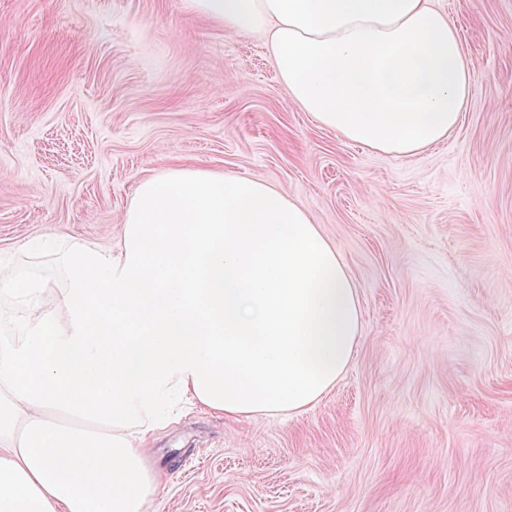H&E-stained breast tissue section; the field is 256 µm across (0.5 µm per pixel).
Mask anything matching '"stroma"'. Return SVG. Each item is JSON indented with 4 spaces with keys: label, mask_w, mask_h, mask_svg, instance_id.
Listing matches in <instances>:
<instances>
[{
    "label": "stroma",
    "mask_w": 512,
    "mask_h": 512,
    "mask_svg": "<svg viewBox=\"0 0 512 512\" xmlns=\"http://www.w3.org/2000/svg\"><path fill=\"white\" fill-rule=\"evenodd\" d=\"M466 52L448 137L386 155L291 101L264 32L184 0H0V265L115 248L139 182L265 181L359 297L347 371L286 419L197 407L153 438L150 512H512V0H430Z\"/></svg>",
    "instance_id": "1"
}]
</instances>
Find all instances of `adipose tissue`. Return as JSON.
<instances>
[{
  "mask_svg": "<svg viewBox=\"0 0 512 512\" xmlns=\"http://www.w3.org/2000/svg\"><path fill=\"white\" fill-rule=\"evenodd\" d=\"M266 30L289 97L389 155L445 138L465 52L427 0H186ZM60 287L0 267V512H148L145 442L181 404L287 416L347 370L361 314L340 257L266 182L177 168L142 181L117 251L68 241Z\"/></svg>",
  "mask_w": 512,
  "mask_h": 512,
  "instance_id": "1",
  "label": "adipose tissue"
}]
</instances>
